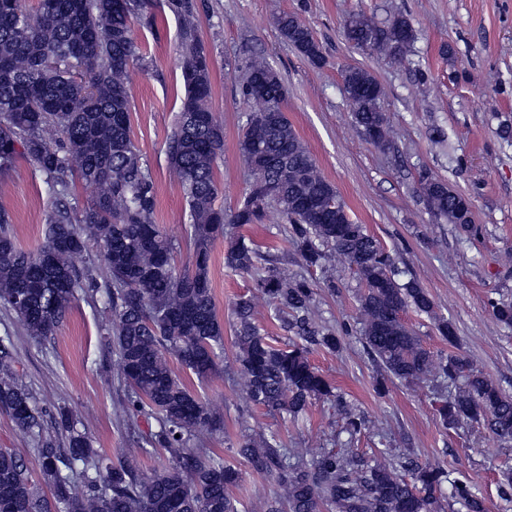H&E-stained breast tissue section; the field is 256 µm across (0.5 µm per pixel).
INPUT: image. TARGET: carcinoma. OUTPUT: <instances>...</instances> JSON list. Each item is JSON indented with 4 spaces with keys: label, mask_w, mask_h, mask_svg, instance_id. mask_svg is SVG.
Here are the masks:
<instances>
[{
    "label": "carcinoma",
    "mask_w": 512,
    "mask_h": 512,
    "mask_svg": "<svg viewBox=\"0 0 512 512\" xmlns=\"http://www.w3.org/2000/svg\"><path fill=\"white\" fill-rule=\"evenodd\" d=\"M165 5L181 21L185 92L167 151L190 213L189 256L181 268L175 261L179 244L155 222L154 179L131 130L128 72L145 61L133 19L155 27L151 0H56L55 11L40 4L34 13L22 0H0V178L24 155L45 177L52 198L35 250L17 244L9 217L0 212V309L26 335L43 340L77 300L106 297L111 321L100 336L119 359V378L127 388L122 413L157 423L142 444L112 461L93 447L78 415L61 410L55 419L64 432L60 444L45 433L33 394L17 378L11 336L0 337V408L35 437L41 477L52 491L50 499L41 494L24 459L0 448L3 512H441L446 489L468 512H484L471 482L450 478L446 468L386 449L369 462L352 448H287L274 432L246 437L234 449L274 486L271 498L240 509L229 495L239 471L194 446L198 436L224 429L223 413L169 359L201 382L221 373L224 323L210 279L213 243L225 225L260 224L270 209L288 224V237L307 266L320 265L326 247L355 271L362 284V340L386 376L451 384L448 394L434 400L442 427L476 422L499 439H512V394L463 355L436 357L422 346L403 314L412 307L436 317L432 296L414 278L400 282L379 239L349 215L283 111L288 88L259 58L246 62L241 77L249 119L239 152L252 180L231 213L216 207L224 127L210 109V51L199 36L197 0ZM275 27L311 64H327L298 14H279ZM343 32L353 47L395 62L406 59L415 40L410 19L399 11L385 23L350 13ZM257 78L263 87L253 93ZM342 79L355 126L373 130V143L388 144L392 127L381 109L385 88L359 67L344 69ZM77 181L95 192L79 210L71 203ZM419 188L436 219L474 231L469 198L429 171L420 174ZM91 249L97 265L77 268L73 259ZM263 260L259 247L243 238L224 252L225 267L251 276L254 288L232 304L235 360L251 405L295 419L311 401L334 399V387L310 363L307 348H280L261 334L257 301L268 303L281 327L310 345L334 351L340 340L316 320L317 285ZM489 305L496 321L512 324L511 302ZM149 447L165 450L171 462L146 476L136 453Z\"/></svg>",
    "instance_id": "carcinoma-1"
}]
</instances>
